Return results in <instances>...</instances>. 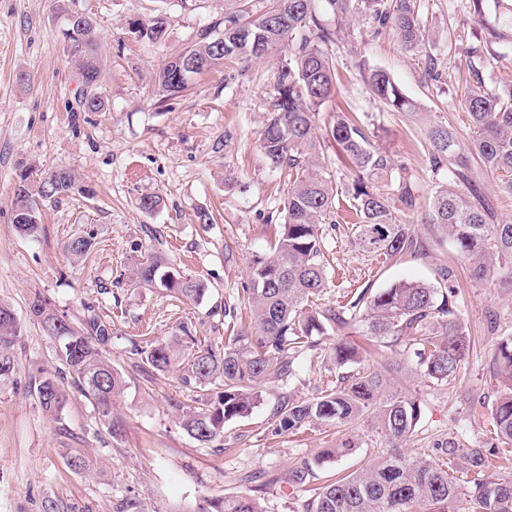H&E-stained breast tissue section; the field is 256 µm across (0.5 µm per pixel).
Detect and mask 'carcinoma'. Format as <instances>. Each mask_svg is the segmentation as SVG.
I'll list each match as a JSON object with an SVG mask.
<instances>
[{"label":"carcinoma","instance_id":"carcinoma-1","mask_svg":"<svg viewBox=\"0 0 512 512\" xmlns=\"http://www.w3.org/2000/svg\"><path fill=\"white\" fill-rule=\"evenodd\" d=\"M251 0H240L236 11L224 16V32L204 33L197 43L177 54L190 57L200 74L216 63L239 55L260 59L274 48L284 57L274 75V95L258 139L270 167L287 176V197L280 234L267 256L255 257L243 288L249 323L227 326L224 344H205L186 327L164 343L139 349L143 365L153 372L182 371V381L193 383L201 396L177 407L181 428L207 445L224 435V428L247 417L259 404L265 382L288 383L296 377L301 359L315 347L313 337L354 326L363 327L370 340L387 347L408 340L413 354H400L394 363L432 385H451L469 354L471 338L458 312L457 277L451 267L437 269L434 282L401 280L379 291L364 288L333 305L318 306L328 288L327 265L320 225L345 208L356 216L352 225L358 247L385 259L426 254L428 242L448 240L467 263L471 275L484 279L496 273L512 288V223L497 221L493 206L480 191L477 170L497 173L512 194V81L489 87L481 69L495 60L477 47L466 52L470 80L461 106L470 121L471 135L461 139L442 123L427 126L425 140L434 174L447 173L436 186L424 212L416 209L417 188L398 171L392 154L358 119L338 112L330 125L337 149L348 159L350 174L343 193L333 187L335 175L320 157L316 120L333 94L336 76L330 48L337 28L323 22L315 0H268L263 11H253ZM335 23L364 14L378 29L394 31L402 48L420 53L429 45L416 0H325ZM71 42L67 56L79 63L85 87L92 92L81 100L83 110L103 109V98L93 92L102 60L93 22L65 34ZM362 76L375 97L408 117L419 105L384 70L363 68ZM161 97L175 96L187 87L176 70L164 66L158 74ZM58 178L44 180L25 168L19 171L12 205L26 203L25 221L16 231L35 238L41 207L76 187L73 172L57 167ZM408 214L425 225L426 235L402 221ZM94 246L91 231L73 236L68 256L79 261ZM132 281L140 287L160 288L181 301L199 303L209 291L200 278L184 276L155 252L137 263ZM30 315L59 344V359L73 375L77 392L93 401L99 420L111 437L123 434L112 415L115 398L126 381L105 352L112 345V321L92 305L84 308L74 326L36 297ZM22 326L11 307L0 303V379L13 370L11 349ZM364 349L341 338L330 351L336 377L307 400L287 398L273 408L266 434L278 438L328 426L351 429L372 422L390 450L362 468L338 473L316 488L302 512H455L461 486L448 474L457 460L466 464L471 512H512V481L486 478L489 459L498 449L512 446V333L501 336L489 364L494 399L490 406V442L474 444L453 434L434 444L433 455L408 456L397 448L421 418L418 398L391 386V369L361 366ZM39 407L48 416L62 417L68 393L57 375L44 374L33 382ZM359 442L349 434L329 448L302 456L288 469V483L303 488L326 463L357 452ZM197 512H264L250 495L209 499Z\"/></svg>","mask_w":512,"mask_h":512}]
</instances>
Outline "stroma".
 I'll use <instances>...</instances> for the list:
<instances>
[{
    "label": "stroma",
    "mask_w": 512,
    "mask_h": 512,
    "mask_svg": "<svg viewBox=\"0 0 512 512\" xmlns=\"http://www.w3.org/2000/svg\"><path fill=\"white\" fill-rule=\"evenodd\" d=\"M94 22L105 66L99 90L105 106L87 112L79 101L85 87L74 60L63 50L65 17L59 0H0V302L22 325L13 348L14 373L0 381V512H123L127 499L140 512H196L209 498L257 493L266 512H300L309 492L292 486L286 472L294 460L332 445L334 432L314 430L272 440L267 418L283 396L308 399L334 378L328 353L336 334L318 339L310 365L290 386L262 385L252 414L226 426L224 436L200 445L179 425L175 405L194 395L180 373H147L134 347L142 339L164 342L180 325L217 344L228 323L224 309L238 303L255 256L268 254L277 228L269 212L283 208L284 179L269 168L258 147L274 72L281 53L261 60H226L192 78L187 90L160 101L156 78L176 53L205 30L223 31L236 0H68ZM430 33L428 54L409 55L392 31L375 33L357 17L333 49L336 90L319 121L332 113L356 114L378 128L380 142L415 182L419 208H426L436 177L422 127L376 99L361 66L388 71L429 119L452 124L469 137L460 100L468 78L462 62L478 29L467 0H419ZM160 18L166 34L152 43L134 33V20ZM437 61L438 79L425 72ZM70 168L90 195L70 194L45 205L37 240L18 235L12 199L19 169ZM241 188L228 190L226 175ZM161 206L142 211L143 196ZM213 214L203 225L200 211ZM94 228L96 247L83 261L64 251L79 230ZM332 254L323 303L345 291L379 290L392 282L430 281L436 268L453 267L460 283L461 318L476 346L455 387L428 386L418 377L399 387L423 402L422 415L401 450L427 453L449 432L485 441L489 416L472 406L490 394L489 362L498 334L512 332V290L497 280L472 279L450 243H429L426 257L384 261L354 244L350 225H323ZM163 240V254L183 275L208 282L202 302L181 303L158 288H140L128 272ZM42 297L66 319L79 321L85 304L112 320L108 359L127 383L114 412L124 423L110 436L94 406L71 392L61 419L42 412L28 384L59 369L54 340L32 318L29 306ZM496 312L498 327L488 329ZM355 456L327 463L319 480L362 467L386 446L370 423H362ZM85 453L90 469L75 471L68 456Z\"/></svg>",
    "instance_id": "1"
}]
</instances>
